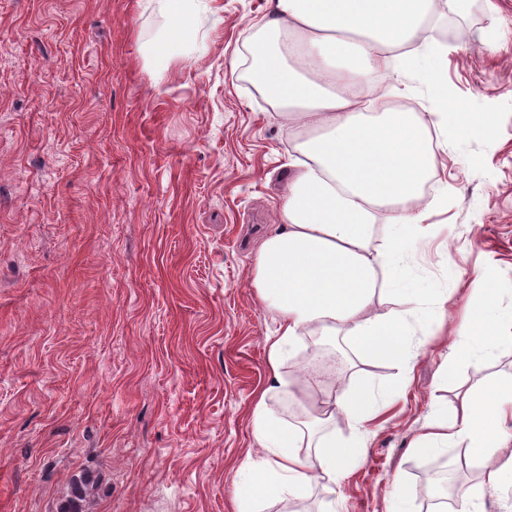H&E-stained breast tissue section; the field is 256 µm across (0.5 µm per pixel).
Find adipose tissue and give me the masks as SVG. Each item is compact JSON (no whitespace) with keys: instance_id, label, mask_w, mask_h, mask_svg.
<instances>
[{"instance_id":"1","label":"adipose tissue","mask_w":512,"mask_h":512,"mask_svg":"<svg viewBox=\"0 0 512 512\" xmlns=\"http://www.w3.org/2000/svg\"><path fill=\"white\" fill-rule=\"evenodd\" d=\"M168 25L152 50L156 70L181 57L196 29L197 0H155ZM250 46V81L288 128L287 193L276 228L260 241L250 283L275 321L265 338L267 384L251 411L255 454L239 467L236 512L307 496L319 480L339 484L364 460L368 425L384 415L399 389L364 384L339 393L312 391V371L288 375L285 364L303 337L345 335L400 374L418 352L408 319L421 298L400 267L403 252L429 235L423 184L435 170L434 122L458 132L488 128L491 118L463 111L443 79L446 51L427 26L434 0H267ZM423 71L440 113L397 108L374 82L394 67ZM391 213L386 236L372 246L373 212ZM404 307L372 314L379 279ZM496 289L479 292L459 332L456 363L480 362L512 348ZM309 398L311 415L290 422L269 402ZM350 436L336 438L337 422ZM467 444L489 482L512 478V376L485 384L458 407L436 409L412 445L427 456Z\"/></svg>"}]
</instances>
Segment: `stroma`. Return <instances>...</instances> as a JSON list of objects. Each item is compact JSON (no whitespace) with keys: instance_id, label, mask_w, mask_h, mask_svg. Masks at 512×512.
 Listing matches in <instances>:
<instances>
[{"instance_id":"1","label":"stroma","mask_w":512,"mask_h":512,"mask_svg":"<svg viewBox=\"0 0 512 512\" xmlns=\"http://www.w3.org/2000/svg\"><path fill=\"white\" fill-rule=\"evenodd\" d=\"M443 75L491 131L443 125L424 194L432 234L402 259L422 292V348L366 459L340 491L261 512H433L413 453L434 409L512 375V350L444 365L481 288L512 312V0H466ZM266 0H204L182 58L145 53L165 25L148 0H0V512H235L272 315L249 285L287 185L288 133L244 80ZM327 385L394 383L340 340Z\"/></svg>"}]
</instances>
